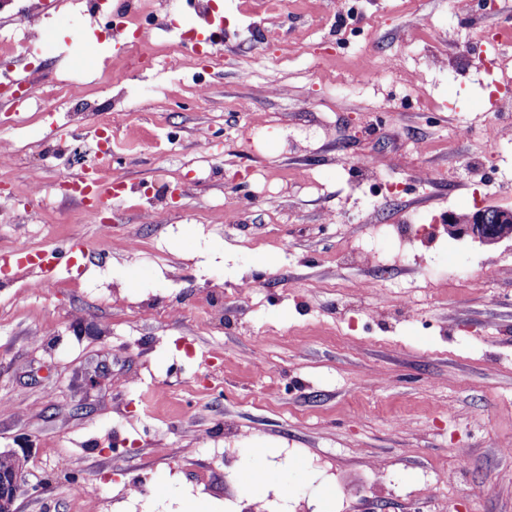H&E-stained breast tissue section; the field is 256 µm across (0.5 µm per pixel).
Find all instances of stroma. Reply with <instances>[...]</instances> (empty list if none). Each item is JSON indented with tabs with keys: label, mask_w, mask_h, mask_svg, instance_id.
<instances>
[{
	"label": "stroma",
	"mask_w": 512,
	"mask_h": 512,
	"mask_svg": "<svg viewBox=\"0 0 512 512\" xmlns=\"http://www.w3.org/2000/svg\"><path fill=\"white\" fill-rule=\"evenodd\" d=\"M217 2V49L143 67L96 20L73 43L71 0H54L25 62L46 109L0 111V252L20 236L94 252L48 286L0 267L18 512L190 497L222 512L228 495L267 512H512V237L444 226L512 208V43L498 85L477 59L512 32V0H362L350 21L340 0ZM74 70L111 111L77 113ZM99 127L100 174L126 189L85 224L54 187L94 161ZM406 221L435 233L402 241L389 228ZM363 250L379 262L349 260ZM259 466L276 479L249 486Z\"/></svg>",
	"instance_id": "stroma-1"
}]
</instances>
